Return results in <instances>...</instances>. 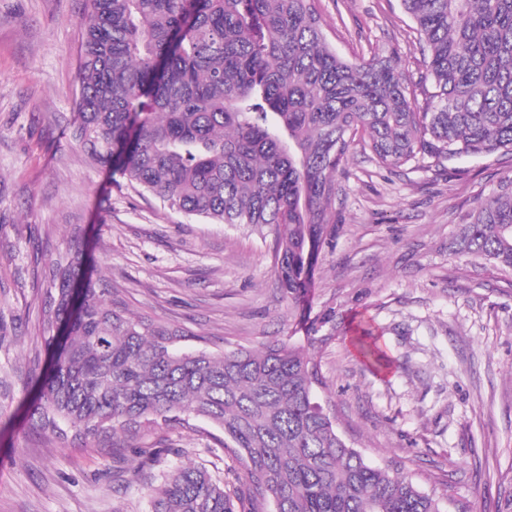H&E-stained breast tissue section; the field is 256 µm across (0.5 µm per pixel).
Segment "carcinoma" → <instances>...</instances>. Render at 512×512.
<instances>
[{"label":"carcinoma","instance_id":"cac0c4a2","mask_svg":"<svg viewBox=\"0 0 512 512\" xmlns=\"http://www.w3.org/2000/svg\"><path fill=\"white\" fill-rule=\"evenodd\" d=\"M428 50L420 111L392 56L348 61L312 0H85L76 141L170 208L277 230L274 274L301 303L336 232V172L357 134L384 167L512 156V0H402ZM450 249L512 273V175ZM51 359L32 417L74 444L203 418L274 512H441L397 463L374 466L320 403L318 338L184 353L188 333L95 287L80 243L41 269ZM152 512L236 506L202 466L144 484Z\"/></svg>","mask_w":512,"mask_h":512}]
</instances>
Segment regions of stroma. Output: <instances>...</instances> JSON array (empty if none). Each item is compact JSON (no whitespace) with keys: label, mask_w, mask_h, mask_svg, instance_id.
I'll return each instance as SVG.
<instances>
[{"label":"stroma","mask_w":512,"mask_h":512,"mask_svg":"<svg viewBox=\"0 0 512 512\" xmlns=\"http://www.w3.org/2000/svg\"><path fill=\"white\" fill-rule=\"evenodd\" d=\"M349 61L396 56L426 108V57L401 0H313ZM84 0H0V512H151L135 473L192 463L251 501L221 430L203 419L79 445L29 429L47 356L43 263L79 238L97 287L188 330L182 351L257 348L311 330L318 396L372 462H400L444 512H502L512 495V277L451 254L479 195L512 159L397 169L355 146L336 174V233L305 308L274 275L275 232L189 218L96 169L74 140ZM366 320L388 358L364 362Z\"/></svg>","instance_id":"35a3bbf8"}]
</instances>
